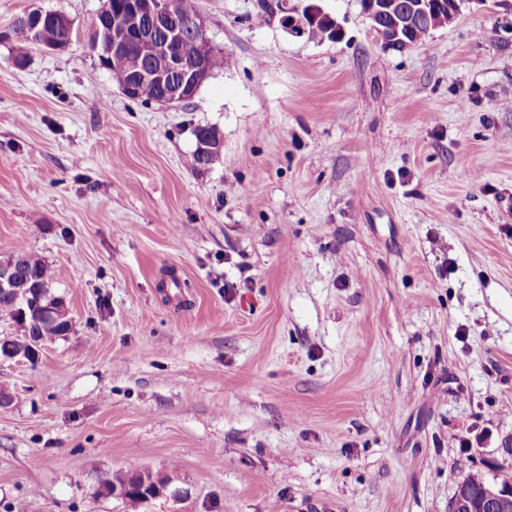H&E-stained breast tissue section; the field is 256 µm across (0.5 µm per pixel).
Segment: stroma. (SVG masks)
Listing matches in <instances>:
<instances>
[{
  "label": "stroma",
  "mask_w": 512,
  "mask_h": 512,
  "mask_svg": "<svg viewBox=\"0 0 512 512\" xmlns=\"http://www.w3.org/2000/svg\"><path fill=\"white\" fill-rule=\"evenodd\" d=\"M194 2L224 67L172 106L101 66V0H0L73 22L0 40V259L73 321L0 357V512H448L512 436V0L402 54L361 0H287L335 40ZM144 470L172 494L98 495ZM282 24L288 30V33L300 37L305 34L308 26L312 24L316 26L319 22L322 24H318L316 27H309L306 32L309 37L314 38H323L325 28L327 29V33L330 34L331 38H337L340 35V27L337 22L330 17L328 14L324 13L318 6L313 5L306 12L297 13L296 16H288V18L281 19ZM52 12H58V11H52V10L46 11V13H48V14L50 13L49 18L52 20V22L57 26H61V27L65 28L69 33H71L72 26H73L72 20L67 15H65L63 13H52ZM46 16L47 15L44 12L38 11V12L28 13V14L24 15L23 17H21L20 20L30 27L31 33L33 36V40L36 44L42 45L45 48L52 50V51H63L65 49H67L69 47V45L71 44L72 34H71V37L69 35L68 38L66 39L65 38L66 32L64 30H61V29H58L57 27H55L51 21L45 23V25L43 27V31H42L41 24L44 21V18ZM41 31H42V40H41ZM61 38H65V39L55 42V43H52L50 45L45 44V43L57 41L58 39H61ZM42 41H44L45 43H43ZM12 266V269L21 277H25L29 281L30 288L29 293L24 288V285H20L14 279H12L7 272H1L0 275V288H9L14 290H22L24 296L26 294L30 296V299H41L42 302H50L56 309L64 310L67 313L68 310L61 297L54 295L51 291L52 288V273L47 264L39 257L32 254H20L11 256L6 260H0L1 264ZM41 301H37L33 311L36 314L43 312L45 315L53 314L51 311L53 306L48 304H42ZM141 482L140 477L136 476L135 473H123L120 471L114 472L112 477L104 479L100 484V491H97L99 495L111 496L129 499L127 494L129 491L128 487H134ZM120 486V487H118ZM127 486V487H123ZM118 487V488H115ZM113 488V489H112ZM106 494V495H105Z\"/></svg>",
  "instance_id": "obj_1"
}]
</instances>
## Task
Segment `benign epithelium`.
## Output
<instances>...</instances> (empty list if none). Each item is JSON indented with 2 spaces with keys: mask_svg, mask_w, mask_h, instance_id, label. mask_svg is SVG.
<instances>
[{
  "mask_svg": "<svg viewBox=\"0 0 512 512\" xmlns=\"http://www.w3.org/2000/svg\"><path fill=\"white\" fill-rule=\"evenodd\" d=\"M371 29L381 47L388 52H404L421 43V37L448 26L460 11L459 0H363ZM72 31V20L63 13H28L21 21L31 29L33 40L42 44L41 24L44 18ZM121 17L126 20L129 36L125 41L109 44L107 52L122 59L129 68L130 79L122 88L126 97L135 95L138 85L153 82L160 89L158 102L176 105L191 100L210 76L208 57L212 46L199 16L185 21L169 4V0H123ZM288 33L300 37L309 25L322 24L330 37L340 35L337 22L314 5L307 11L281 19ZM423 32H418V29ZM196 34L198 54L186 60L175 54L171 45L184 34ZM220 146V139L205 133L196 142L203 162L210 163ZM487 499L495 502L500 512H512V489H487ZM448 512H476L473 496L463 482L459 483L448 506Z\"/></svg>",
  "mask_w": 512,
  "mask_h": 512,
  "instance_id": "1",
  "label": "benign epithelium"
}]
</instances>
